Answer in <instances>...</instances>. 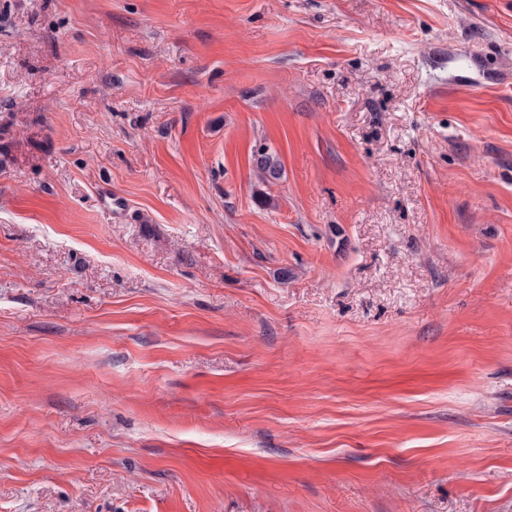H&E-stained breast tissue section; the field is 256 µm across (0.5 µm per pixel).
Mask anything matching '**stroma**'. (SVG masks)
<instances>
[{"label": "stroma", "instance_id": "obj_1", "mask_svg": "<svg viewBox=\"0 0 512 512\" xmlns=\"http://www.w3.org/2000/svg\"><path fill=\"white\" fill-rule=\"evenodd\" d=\"M0 512H512V0H0ZM262 151V158L258 161H254V165L260 179L269 184H273L280 180L282 177V164L278 157L273 153Z\"/></svg>", "mask_w": 512, "mask_h": 512}]
</instances>
